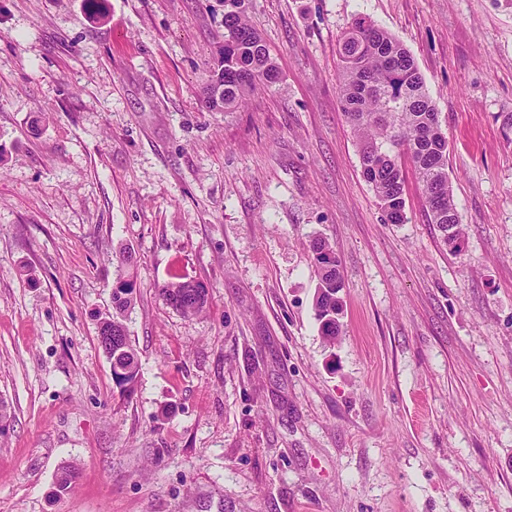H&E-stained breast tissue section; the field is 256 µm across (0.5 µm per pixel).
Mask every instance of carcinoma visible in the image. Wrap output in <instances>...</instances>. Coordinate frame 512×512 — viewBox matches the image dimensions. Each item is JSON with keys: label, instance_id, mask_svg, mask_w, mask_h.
<instances>
[{"label": "carcinoma", "instance_id": "1", "mask_svg": "<svg viewBox=\"0 0 512 512\" xmlns=\"http://www.w3.org/2000/svg\"><path fill=\"white\" fill-rule=\"evenodd\" d=\"M248 0H224V46L204 88L208 108L231 112L250 92L278 79L276 65L260 36L248 23ZM340 105L356 138L361 173L391 224L405 216L406 167L421 188L430 222L444 241L459 252L463 228L448 177V141L440 113L410 51L386 29L359 16L339 40ZM316 277L314 310L321 334L336 343L341 333L340 291L343 281L331 244L320 238L310 244ZM112 311L99 318V344L112 363L113 380L123 394L133 392L140 364L127 321L134 308L137 284L120 276L113 285ZM163 302L182 316L200 315L207 288L177 277L159 289ZM77 467L62 465L55 476L57 491L74 487Z\"/></svg>", "mask_w": 512, "mask_h": 512}]
</instances>
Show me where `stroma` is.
<instances>
[{
	"label": "stroma",
	"instance_id": "stroma-1",
	"mask_svg": "<svg viewBox=\"0 0 512 512\" xmlns=\"http://www.w3.org/2000/svg\"><path fill=\"white\" fill-rule=\"evenodd\" d=\"M360 15L441 114L461 253L415 176L390 224L361 174L338 56ZM248 21L278 80L211 111L224 0H0V512H512V0H251ZM123 248L129 397L97 336ZM174 273L201 315L159 297ZM310 247L314 253L318 279L313 303L315 315L320 322L322 336L329 344L334 345L341 333L339 293L343 288V281L339 261L331 244L324 239H314ZM163 302L182 316L200 315L207 305V288L200 282L175 277L159 288Z\"/></svg>",
	"mask_w": 512,
	"mask_h": 512
}]
</instances>
